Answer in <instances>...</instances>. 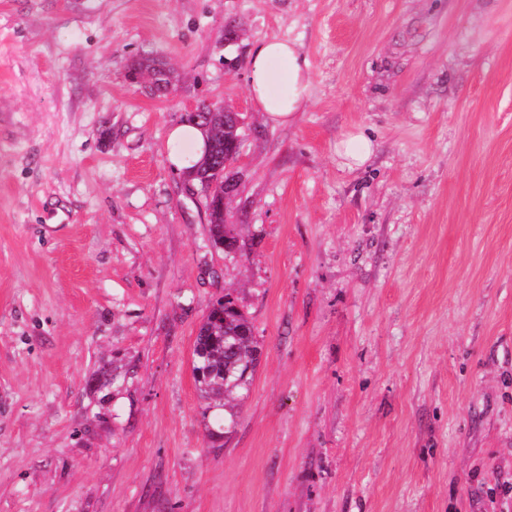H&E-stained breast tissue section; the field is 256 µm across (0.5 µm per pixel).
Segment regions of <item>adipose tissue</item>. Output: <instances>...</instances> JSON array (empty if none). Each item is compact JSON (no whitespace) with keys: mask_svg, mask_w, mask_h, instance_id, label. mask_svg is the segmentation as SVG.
Returning a JSON list of instances; mask_svg holds the SVG:
<instances>
[{"mask_svg":"<svg viewBox=\"0 0 512 512\" xmlns=\"http://www.w3.org/2000/svg\"><path fill=\"white\" fill-rule=\"evenodd\" d=\"M248 91L268 123H291L309 100V63L298 45L272 38L255 45L250 53ZM176 169L192 166L203 154L205 142L193 125L174 127L168 137Z\"/></svg>","mask_w":512,"mask_h":512,"instance_id":"ef3b65f1","label":"adipose tissue"}]
</instances>
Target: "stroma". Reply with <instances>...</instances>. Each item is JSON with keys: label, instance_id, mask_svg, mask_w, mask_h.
<instances>
[{"label": "stroma", "instance_id": "obj_1", "mask_svg": "<svg viewBox=\"0 0 512 512\" xmlns=\"http://www.w3.org/2000/svg\"><path fill=\"white\" fill-rule=\"evenodd\" d=\"M205 101L247 123L230 254L169 158ZM228 291L260 354L214 440ZM0 512H512V0H0ZM273 60L284 66L283 77L288 83L285 94H275L271 90L269 66ZM310 81L308 60L294 41L272 38L251 50L249 95L271 125L286 126L294 120L309 100ZM336 152L347 160L349 168L361 167L374 153V143L363 133H349L338 141Z\"/></svg>", "mask_w": 512, "mask_h": 512}]
</instances>
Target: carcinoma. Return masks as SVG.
Returning <instances> with one entry per match:
<instances>
[{"instance_id": "carcinoma-1", "label": "carcinoma", "mask_w": 512, "mask_h": 512, "mask_svg": "<svg viewBox=\"0 0 512 512\" xmlns=\"http://www.w3.org/2000/svg\"><path fill=\"white\" fill-rule=\"evenodd\" d=\"M203 131L207 147L204 156L187 180L197 183L217 166L224 165L231 149L244 137L243 128L234 117L222 112H197L187 117ZM210 238L214 246L230 252L236 248L237 238L224 234L227 213L224 201L213 198L209 205ZM222 313L207 318L200 325L195 339L194 378L201 396L215 408L231 409L239 392L247 388L250 375L248 366L257 362V346L253 326L248 316L233 299L217 300Z\"/></svg>"}]
</instances>
